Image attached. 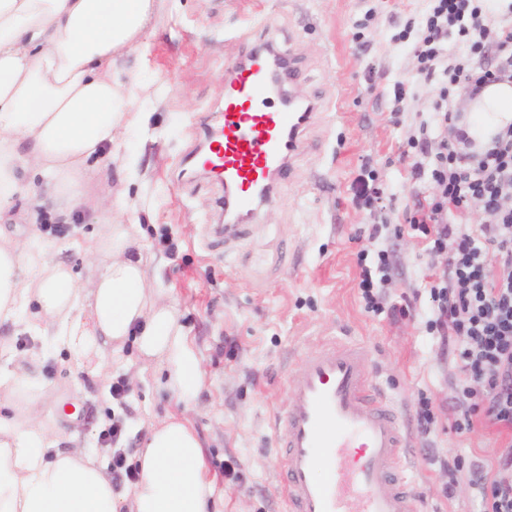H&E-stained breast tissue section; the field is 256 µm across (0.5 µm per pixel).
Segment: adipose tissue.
Instances as JSON below:
<instances>
[{
	"label": "adipose tissue",
	"instance_id": "obj_1",
	"mask_svg": "<svg viewBox=\"0 0 512 512\" xmlns=\"http://www.w3.org/2000/svg\"><path fill=\"white\" fill-rule=\"evenodd\" d=\"M156 0H0V206L28 188L19 168L36 166L53 196L101 185L89 164L103 145L117 158L118 134L135 121L132 92L112 77L136 50ZM134 227L108 224L89 290L68 269L0 242V323L93 360L103 346L135 339L143 358L168 371L182 402L202 387L198 359L174 305L146 286ZM128 495L79 445L63 448L33 413L0 411V512H218L214 480L189 421L168 415L137 453Z\"/></svg>",
	"mask_w": 512,
	"mask_h": 512
}]
</instances>
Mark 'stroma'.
Returning a JSON list of instances; mask_svg holds the SVG:
<instances>
[{"label": "stroma", "mask_w": 512, "mask_h": 512, "mask_svg": "<svg viewBox=\"0 0 512 512\" xmlns=\"http://www.w3.org/2000/svg\"><path fill=\"white\" fill-rule=\"evenodd\" d=\"M426 0H160L140 49L118 62L114 79L143 90L131 102L141 121L124 136L116 161L100 160L105 184L63 205L21 195L0 208V235L18 249L32 237L49 261L73 272L79 287L91 285L96 262L89 243L105 218L133 224L147 270L148 287L180 313L199 361L203 387L193 406L178 404L166 387L167 372L142 365L134 341L105 349L97 373L62 348H44L38 362L27 351L40 340L9 323L0 341L18 359V371L37 375L39 391L28 401L53 414L61 447L71 439L108 463L114 451L135 464L134 452L151 424L165 413L184 415L200 439L220 512H288L280 487L275 418L286 404L285 376L303 354L326 341L363 348L370 378L399 410L416 457L413 482L425 512H484L472 480L494 467L512 443V430L477 418L456 432L458 345L441 346L426 330L431 303L426 283L445 266L429 257L422 238L408 234L370 238L368 211L351 202L350 186L365 160L390 200L387 215L399 223L413 205L415 183L398 157L435 100L432 85L408 100L393 122V86L416 78L412 53L393 42L408 18L420 17ZM372 19H365L366 10ZM250 40H238L243 28ZM271 42L300 58L305 77L298 92L314 99L319 117L304 133L290 182L254 223L216 234L224 193L205 172L187 169L205 142L202 117L215 116L224 100L227 65L254 45ZM67 232H53V225ZM386 250L391 270L387 311L367 312L358 290L357 254ZM412 302L392 318L391 306ZM236 345L224 354L225 341ZM128 392L113 400V382ZM434 403L430 435L417 425L421 397ZM121 420L115 448L98 435ZM455 460L448 474L443 459ZM234 466L236 480L223 476ZM453 495H446V488Z\"/></svg>", "instance_id": "1"}]
</instances>
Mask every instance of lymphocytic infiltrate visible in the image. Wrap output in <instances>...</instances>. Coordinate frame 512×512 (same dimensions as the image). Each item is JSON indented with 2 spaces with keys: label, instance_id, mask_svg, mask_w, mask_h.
<instances>
[{
  "label": "lymphocytic infiltrate",
  "instance_id": "f902f5d3",
  "mask_svg": "<svg viewBox=\"0 0 512 512\" xmlns=\"http://www.w3.org/2000/svg\"><path fill=\"white\" fill-rule=\"evenodd\" d=\"M395 40L410 43L420 81L438 87L430 118L401 155L412 179L433 193L417 200L397 225L384 216V192L373 172L353 182L352 201L380 214L373 233L388 229L423 238L428 254L446 261L429 284L426 328L463 341L456 432L470 430L477 417L512 428V124L487 149L464 154L458 106L490 80H512V0H428L422 27L406 21ZM493 47L500 58L490 63ZM475 204L483 222L463 224ZM389 270L383 250L375 266H362L359 288L368 311H381Z\"/></svg>",
  "mask_w": 512,
  "mask_h": 512
}]
</instances>
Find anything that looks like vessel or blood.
Segmentation results:
<instances>
[{"label":"vessel or blood","mask_w":512,"mask_h":512,"mask_svg":"<svg viewBox=\"0 0 512 512\" xmlns=\"http://www.w3.org/2000/svg\"><path fill=\"white\" fill-rule=\"evenodd\" d=\"M300 70L266 44L226 71L224 110L205 127L203 170L224 191L221 232L253 223L291 173L314 102L288 92ZM472 150L496 135L494 113L474 115ZM276 446L288 512H423L396 406L372 384L361 349L323 344L287 376Z\"/></svg>","instance_id":"vessel-or-blood-1"}]
</instances>
